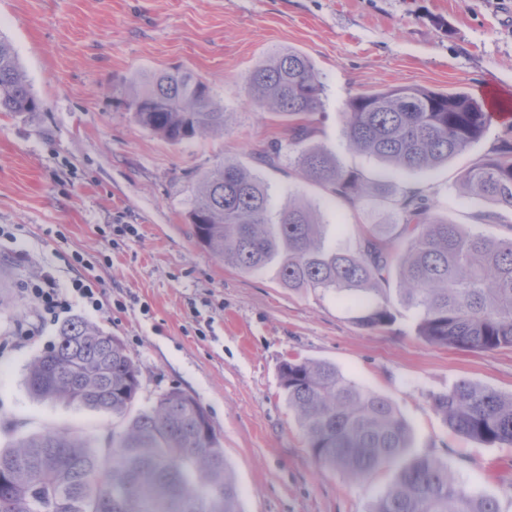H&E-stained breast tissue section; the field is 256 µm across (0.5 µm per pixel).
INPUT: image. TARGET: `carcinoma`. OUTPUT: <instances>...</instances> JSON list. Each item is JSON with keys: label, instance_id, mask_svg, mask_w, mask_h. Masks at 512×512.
Returning a JSON list of instances; mask_svg holds the SVG:
<instances>
[{"label": "carcinoma", "instance_id": "obj_1", "mask_svg": "<svg viewBox=\"0 0 512 512\" xmlns=\"http://www.w3.org/2000/svg\"><path fill=\"white\" fill-rule=\"evenodd\" d=\"M247 83L257 104L288 120V144L307 178L351 204L378 188L380 180L307 144L324 93L307 55L279 51L250 71ZM127 107L135 122L172 144L222 134L226 126L224 108L189 72L132 85ZM38 108L14 51L0 40V112ZM489 121L465 91L401 87L350 99L345 136L351 148L402 174L463 153ZM457 188L512 213V140L465 170ZM393 204L398 223L369 224L338 245L339 225L323 223L296 200L273 210L269 185L226 159L199 178L188 217L197 242L224 266L273 268L287 288L334 294L363 328L391 326L395 300L414 311L416 335L432 344L512 348V224L500 238L453 224L418 188L400 192ZM392 279L394 298L382 288ZM25 384L37 401L110 415L121 429L105 448L53 429L11 440L0 448V512H243L224 448L196 399L173 390L133 410L140 370L118 337L79 318L67 321L53 348L28 365ZM280 385L318 466L363 480L398 464L369 512H501L496 498L471 491L437 457L408 454L411 429L397 407L335 365L291 357L281 365ZM430 405L453 433L486 447L512 446V393L461 380L430 395Z\"/></svg>", "mask_w": 512, "mask_h": 512}]
</instances>
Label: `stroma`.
Listing matches in <instances>:
<instances>
[{
	"mask_svg": "<svg viewBox=\"0 0 512 512\" xmlns=\"http://www.w3.org/2000/svg\"><path fill=\"white\" fill-rule=\"evenodd\" d=\"M7 40L41 107L0 113V442L48 427L111 438L110 416L32 399L28 363L57 342L22 284L50 272L59 287L98 284L100 309L72 301V315L117 336L141 371L139 403L173 389L208 412L232 468L243 512H368L392 469L353 482L317 466L280 386L288 357L325 360L391 399L431 454L473 492L512 512V447L454 435L429 396L469 379L512 393V348L461 351L414 333L415 314L359 327L330 294L282 287L274 271L242 274L197 242L187 218L200 176L237 160L271 187L273 208L296 198L353 237L363 224L396 220L380 199H335L291 164L284 123L253 101L247 74L290 47L313 61L325 86L309 123L310 145L366 177L381 164L344 135L348 100L399 85L464 90L497 102L466 153L431 172L385 176L389 190L424 188L436 211L498 235L494 205L461 195L457 179L512 132V0H0ZM188 71L211 90L224 133L171 144L138 125L129 83ZM279 148L276 166L258 151ZM131 224L119 237L116 225Z\"/></svg>",
	"mask_w": 512,
	"mask_h": 512,
	"instance_id": "obj_1",
	"label": "stroma"
}]
</instances>
